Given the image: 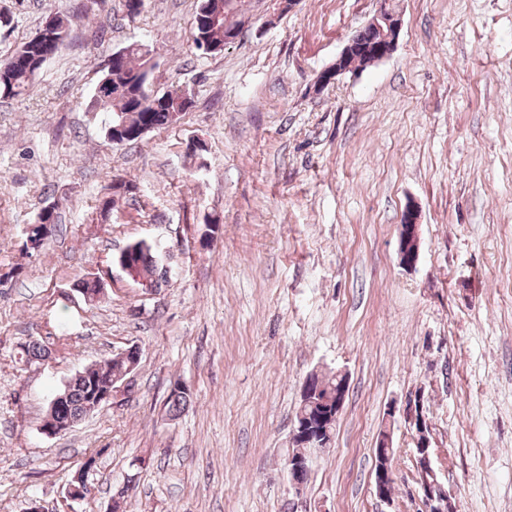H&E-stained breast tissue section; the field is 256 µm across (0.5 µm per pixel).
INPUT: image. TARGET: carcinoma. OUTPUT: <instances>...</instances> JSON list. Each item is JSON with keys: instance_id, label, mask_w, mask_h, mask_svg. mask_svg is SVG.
<instances>
[{"instance_id": "obj_1", "label": "carcinoma", "mask_w": 512, "mask_h": 512, "mask_svg": "<svg viewBox=\"0 0 512 512\" xmlns=\"http://www.w3.org/2000/svg\"><path fill=\"white\" fill-rule=\"evenodd\" d=\"M237 0H201L195 17L193 43L196 48L202 44L210 46V52L224 51L225 10L227 4ZM27 56H21L11 65L0 62V98H13L28 89L34 77L41 69L40 43L31 39L25 43ZM147 44L133 42L124 47L125 54L120 62L112 66V71H104L103 76H111L112 90L106 98H94L91 106L112 113L107 135L119 124L127 129L146 127L155 129L170 126L179 120L178 113L183 111L181 87L166 90L150 99L149 75L142 71L145 64ZM116 263L124 264L125 276L138 287L143 283L162 287L168 282L166 259L160 245L145 240L127 244L115 256ZM26 361L29 363L44 361L49 357L46 346L37 341L24 347ZM127 367L123 354L87 366L77 371L60 388L64 398L56 405L54 414L57 420L67 422L78 420L87 414L95 391L112 385V380ZM340 386L336 375H316L311 384L308 398H300L294 423L313 420L318 405L336 397ZM190 394L174 386L165 402L168 419H177L188 407Z\"/></svg>"}]
</instances>
